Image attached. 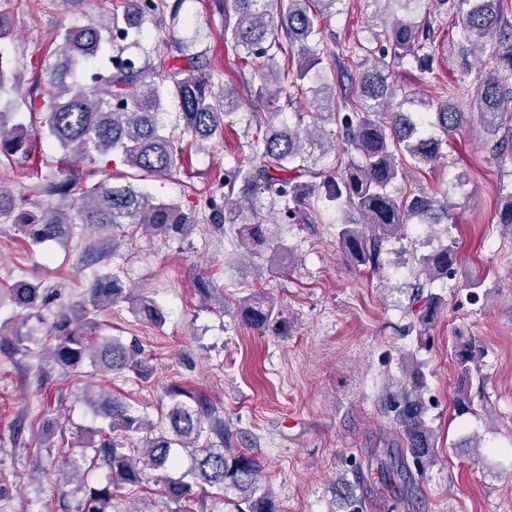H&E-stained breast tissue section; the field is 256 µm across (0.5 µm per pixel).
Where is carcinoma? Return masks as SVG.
Here are the masks:
<instances>
[{"mask_svg":"<svg viewBox=\"0 0 512 512\" xmlns=\"http://www.w3.org/2000/svg\"><path fill=\"white\" fill-rule=\"evenodd\" d=\"M384 5L372 16V25L382 30L372 39L380 44L381 55L355 77H349V92L337 104L326 70L327 51L314 18H331L340 13L344 0H222L224 41L235 51L257 61L253 85V117L266 127L262 138L250 145L248 156L238 158L224 170V207L213 210L218 227L233 232L241 249L251 254L279 256L266 220L257 208L260 195L273 192L282 204L283 218L292 223L314 224L319 219L315 205L334 209L336 237L346 257L378 276L383 255L391 240L408 239L411 224H451L448 193L442 196L424 191L395 195L389 187L406 177L407 168L429 165L445 156L448 134L464 125V113L450 102H435L423 96L407 102L434 111V131L424 128L421 115H412L394 103L390 68L408 60L423 71L430 70L435 49L430 33L415 20L428 0H366ZM504 0H456L459 18L457 44L465 61L487 57L493 67L477 79L471 89V104L484 144L493 157L512 160V124L505 109L512 106V24L504 20ZM182 0H126L122 9L112 10L105 21L82 27H68L58 45V62L48 78L52 95L43 103L47 134L78 160L95 161L107 152L146 175L166 177L181 163L184 137L202 146L224 134L242 101L236 90L215 89L214 77L203 55L180 45L184 66H169L163 82L148 79L151 63L142 65L125 52L142 47L145 23L159 19L173 30L180 23ZM112 47L105 66L94 69L79 83L70 81L77 67L87 71ZM295 95L308 107L285 119L278 106L281 95ZM180 107L179 134L165 131L160 115L166 98ZM339 123L337 137L356 153L347 161L325 165L336 152L327 139L326 120ZM7 113L0 110V155L28 157L29 133L19 125L7 126ZM79 190L69 209L49 207L35 214L13 195L0 189V219L15 224L34 244L64 238L72 225L89 224L121 228L136 226L156 235L187 234L194 221L174 202L156 201L138 187L107 180L91 185L69 170L64 179L48 185L46 193L67 197ZM500 224H512V185L499 189ZM252 222L243 224V209ZM418 276L409 299L412 320L407 331L416 332L420 344L431 342L430 331L445 306L441 295L424 293L436 280H448L457 273L458 246L455 237L440 248L417 259ZM16 307L31 310L43 302L45 289L34 282L19 280L9 288ZM132 303V310L154 323L164 315L151 299L126 290L120 275L106 273L93 279L83 300L71 312L60 314L53 323L55 344L52 361L62 368H74L88 357L94 367L110 373L132 372L149 375L142 352L117 337L100 338L96 330L98 313L120 302ZM244 322L262 330L277 314L269 296H244L238 300ZM451 356L457 370L455 411L475 414L471 388L478 376L472 340H454ZM426 377L423 364L405 357V382L385 398L387 412L398 426L399 447L387 451L389 461L380 463L384 479L410 489L414 478L437 460L436 435L427 424L423 400ZM169 404L158 422L131 410L108 393L89 394L94 411L107 422L109 432L89 441L95 458L108 470L107 482L88 490L84 512H112V489L138 486L148 471L189 461L179 477L164 480L162 494L177 503V512L204 507L206 487L223 492L224 512H277L269 491L261 488L263 462L235 447L224 428L218 410L203 395L172 386ZM141 446H134V440ZM344 512H362V501L349 486L339 489Z\"/></svg>","mask_w":512,"mask_h":512,"instance_id":"1","label":"carcinoma"}]
</instances>
